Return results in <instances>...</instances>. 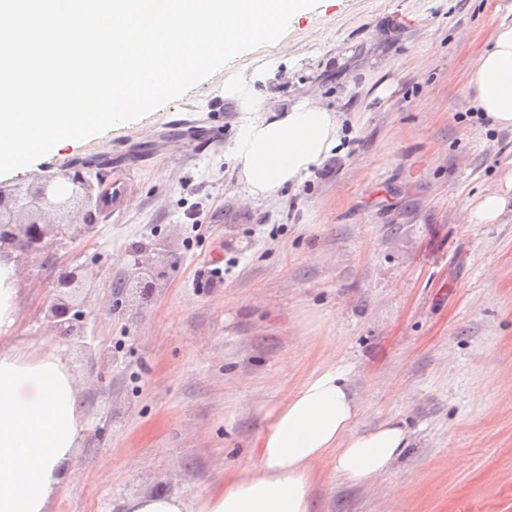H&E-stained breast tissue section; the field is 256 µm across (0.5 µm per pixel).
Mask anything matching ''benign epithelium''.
Instances as JSON below:
<instances>
[{
  "mask_svg": "<svg viewBox=\"0 0 512 512\" xmlns=\"http://www.w3.org/2000/svg\"><path fill=\"white\" fill-rule=\"evenodd\" d=\"M76 206L83 210L77 224L44 220L50 212L67 217ZM98 213L99 196L80 168L66 172L47 169L26 185L0 186V243L10 246L8 252L0 250V259L12 260L20 254L36 258L53 247H62L77 233L93 232ZM48 318L62 335H79L80 315L67 303L52 305Z\"/></svg>",
  "mask_w": 512,
  "mask_h": 512,
  "instance_id": "1",
  "label": "benign epithelium"
}]
</instances>
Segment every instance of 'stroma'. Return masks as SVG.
I'll use <instances>...</instances> for the list:
<instances>
[{
  "label": "stroma",
  "mask_w": 512,
  "mask_h": 512,
  "mask_svg": "<svg viewBox=\"0 0 512 512\" xmlns=\"http://www.w3.org/2000/svg\"><path fill=\"white\" fill-rule=\"evenodd\" d=\"M504 21L512 0H320L178 100L0 177L79 165L103 191L127 185L93 233L20 259L19 316L0 330L1 347L61 352L80 388L77 476L49 512L206 495L256 465L267 410L329 361L352 372L358 429L398 420L410 443L369 484L322 465L316 512H512V212L462 219L512 174V127L489 125L470 83ZM274 59L266 106L320 92L346 136L266 202L224 152L249 119L224 82ZM137 264L145 294L127 286ZM66 266L80 338L45 317Z\"/></svg>",
  "instance_id": "obj_1"
}]
</instances>
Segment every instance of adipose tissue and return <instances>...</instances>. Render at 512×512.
I'll return each mask as SVG.
<instances>
[{"label": "adipose tissue", "mask_w": 512, "mask_h": 512, "mask_svg": "<svg viewBox=\"0 0 512 512\" xmlns=\"http://www.w3.org/2000/svg\"><path fill=\"white\" fill-rule=\"evenodd\" d=\"M471 81L491 124L512 126V24L495 28ZM240 101L242 111L256 115L232 147L250 198H279L341 142L337 112L314 96L280 111ZM358 414L349 369L321 367L269 409L254 468L225 475L202 498L142 494L122 501L121 512H314L312 491L324 462L366 484L384 475L408 444L402 422L360 432ZM83 427L77 382L58 352L0 347V512H48Z\"/></svg>", "instance_id": "1"}]
</instances>
